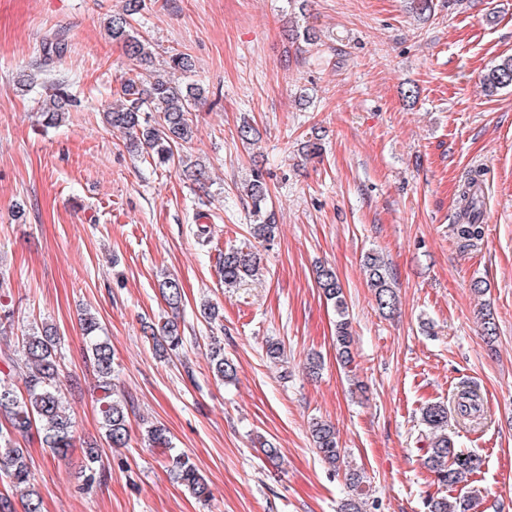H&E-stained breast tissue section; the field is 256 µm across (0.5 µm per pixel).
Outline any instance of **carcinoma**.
<instances>
[{
  "label": "carcinoma",
  "instance_id": "cac0c4a2",
  "mask_svg": "<svg viewBox=\"0 0 512 512\" xmlns=\"http://www.w3.org/2000/svg\"><path fill=\"white\" fill-rule=\"evenodd\" d=\"M143 8L144 0H124L122 12L112 15L107 22V35L122 48L129 60V69L115 92L116 99L104 108V120L125 135L130 150L152 159L161 167L179 169L186 180L203 185L209 179L207 167L192 159L184 149L195 137L192 113L206 101L205 89L192 83L181 86L160 73L147 74L152 63L151 52L146 38L131 24V19ZM432 9V0H410L409 10L420 21L429 20ZM166 64L177 72L192 69L191 58L180 51L172 52ZM483 85L490 93L512 88V58H505L492 66L484 76ZM74 103L75 98L62 84L50 86L41 104V125L45 128L59 125ZM480 183L482 174L476 171L460 186L458 194L466 221L456 225V232L470 246L475 245L482 235L480 219L484 196L478 191ZM246 196L256 217L255 224L251 225L252 236L262 241L271 240L277 224L274 213L267 212L268 190L263 175L254 174L246 185ZM257 260V254L250 249L239 248L225 253L219 265L224 287H235L252 276ZM364 266L377 310L384 316L393 314L398 300L386 263L380 256L370 253L365 257ZM316 278L326 299L336 307V348L340 362L346 367L352 361L350 346L353 336L342 285L336 272L329 268L317 270ZM159 290L170 310L178 312L183 305V292L177 280L164 278ZM81 327L97 373V389L101 391L99 401L105 441L112 448H126L130 441L128 408L126 400L114 393L112 346L101 335L100 323L94 316L82 319ZM152 338L165 355L177 352L183 344L180 325L174 318L165 321ZM59 345L57 332L51 325L43 323L31 329L22 337L20 361H12L14 365L22 364L24 389L18 392L11 386L0 385V416L4 418V422H0V467L6 471L13 486L20 489L22 506L19 511L11 498L0 496V512H41V496L31 483L27 456L24 449L15 447L14 438L35 428L42 434L44 447L57 457H67L74 447L73 422L62 401L57 360ZM210 359L212 371L218 379L231 381L236 377V365L224 357L223 349L212 348ZM454 411L462 423L475 422L481 411L480 395L470 388L461 390ZM422 420L434 432L423 459L424 467L443 486L457 487L468 482V477L479 469L480 463L477 457L455 448L448 438L445 431L448 405L438 402L426 406L422 410ZM311 433L320 458L334 468L344 470L351 494L342 503L341 512H366L368 490L365 475L350 464L345 451L339 448L335 426L316 421L312 424ZM146 436L155 447H170L168 431L161 425L146 427ZM164 468L196 498L208 500V484L189 455L175 453L167 456ZM81 472L88 488L100 478L98 449L85 450ZM426 507L428 512H472L473 503L467 497L450 499L436 496L427 500Z\"/></svg>",
  "mask_w": 512,
  "mask_h": 512
}]
</instances>
